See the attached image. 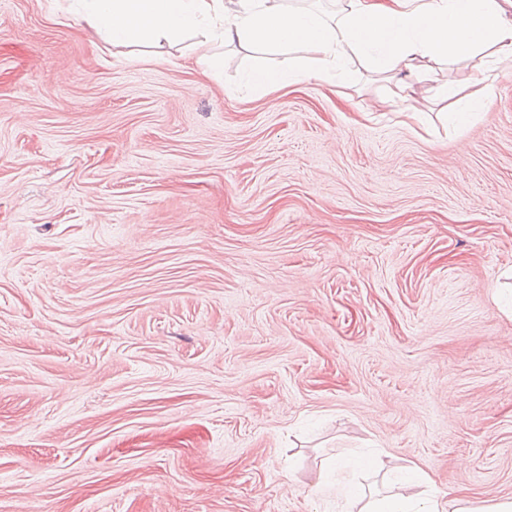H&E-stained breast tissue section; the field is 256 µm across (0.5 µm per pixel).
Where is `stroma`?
I'll return each instance as SVG.
<instances>
[{"label": "stroma", "mask_w": 512, "mask_h": 512, "mask_svg": "<svg viewBox=\"0 0 512 512\" xmlns=\"http://www.w3.org/2000/svg\"><path fill=\"white\" fill-rule=\"evenodd\" d=\"M194 43L0 0V512H346L357 456L512 499V70L454 128Z\"/></svg>", "instance_id": "stroma-1"}]
</instances>
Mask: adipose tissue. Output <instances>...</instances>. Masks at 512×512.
<instances>
[{
  "label": "adipose tissue",
  "instance_id": "ef3b65f1",
  "mask_svg": "<svg viewBox=\"0 0 512 512\" xmlns=\"http://www.w3.org/2000/svg\"><path fill=\"white\" fill-rule=\"evenodd\" d=\"M85 29L115 47L141 42L162 45L189 32L202 33L195 50L206 72L220 76L219 40L290 56L288 67L262 62L243 75L257 92L318 80L345 90L347 62L357 59L386 74L391 99L409 100L415 82L432 79L442 59L470 61L467 76L440 83L436 98L450 123L462 126L482 112L493 85L475 61L490 52L495 66L512 67V0H338L328 15L287 9L279 0H78ZM360 512H512V500L478 505L452 498L447 503L412 493L369 501Z\"/></svg>",
  "mask_w": 512,
  "mask_h": 512
}]
</instances>
